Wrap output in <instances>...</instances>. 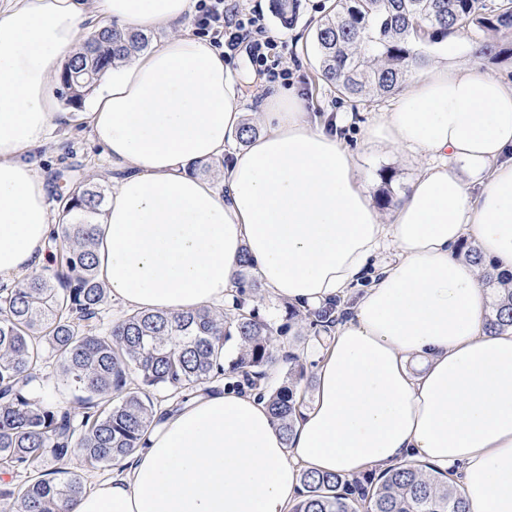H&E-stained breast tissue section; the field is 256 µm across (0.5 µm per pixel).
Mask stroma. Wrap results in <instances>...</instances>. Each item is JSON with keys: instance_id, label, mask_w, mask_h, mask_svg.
I'll list each match as a JSON object with an SVG mask.
<instances>
[{"instance_id": "obj_1", "label": "stroma", "mask_w": 512, "mask_h": 512, "mask_svg": "<svg viewBox=\"0 0 512 512\" xmlns=\"http://www.w3.org/2000/svg\"><path fill=\"white\" fill-rule=\"evenodd\" d=\"M243 12L263 16L275 39L285 41L286 50L282 54V65L290 72V82L299 88L308 101L312 112H347L352 116L346 126L344 136L346 144L354 154L355 161L367 179L371 190H378L381 177L392 172L391 188L394 194H401L411 180L415 167L407 163L400 155L369 149L365 145V134L360 125L361 115L365 112H381L389 108L391 98H374L365 102H353L338 98L334 89L319 77L316 52L314 48V30L317 22L328 9L329 0H296V11L289 25H281L273 13L271 0H237ZM487 33L472 30L465 42L454 44L452 60L458 64L478 63L479 66L512 83V34L502 32L491 38L503 47V54L496 57L475 59L473 48L476 42L490 38ZM228 64L242 91V111L248 112L249 121L254 127L262 122L256 115L260 99L271 88L265 77L256 75L245 53H238ZM39 170L51 188L52 196H59L65 190L78 187L81 183L105 177L108 163L99 146L93 144L83 129L58 132L44 148L37 153ZM254 301L262 316L279 327L280 333L274 341L277 365L268 378L264 379L265 389H273L288 378L289 354H296L308 375L302 384L306 398H313L315 392V363L307 353V341L298 340L299 325L288 322L283 300L278 299L267 288L260 287L254 292Z\"/></svg>"}]
</instances>
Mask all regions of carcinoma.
I'll list each match as a JSON object with an SVG mask.
<instances>
[{"label": "carcinoma", "mask_w": 512, "mask_h": 512, "mask_svg": "<svg viewBox=\"0 0 512 512\" xmlns=\"http://www.w3.org/2000/svg\"><path fill=\"white\" fill-rule=\"evenodd\" d=\"M512 32V0H334L314 33L322 80L354 102L391 96L428 62L416 43L438 42L460 29ZM144 32L106 28L86 38L64 72L112 68L148 48ZM67 103L81 104L94 84L62 82ZM109 184L90 182L61 196V252L50 274L0 288V472L24 477L0 483V512H70L87 490L85 470L122 466L145 447L156 422L157 395L184 403L198 387L240 374L254 388L274 365L277 330L241 299L235 311L203 308L172 315L129 311L106 329L107 290L96 275V242ZM490 291L488 332L512 327V274H481ZM336 306L303 313L314 337L336 324ZM235 357H229L227 344ZM56 362V380L75 393L79 412L32 397L37 371ZM304 367L267 395L273 419L289 437L303 402ZM52 470L44 469L47 461ZM455 478L432 466L401 464L360 476L305 471L291 512H468Z\"/></svg>", "instance_id": "carcinoma-1"}]
</instances>
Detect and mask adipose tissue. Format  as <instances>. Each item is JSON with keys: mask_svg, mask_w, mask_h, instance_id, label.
<instances>
[{"mask_svg": "<svg viewBox=\"0 0 512 512\" xmlns=\"http://www.w3.org/2000/svg\"><path fill=\"white\" fill-rule=\"evenodd\" d=\"M196 0H0V280L38 272L54 231L36 152L81 125L112 165L95 226L98 278L133 310L231 305L241 253L303 310L351 299L316 356V391L283 436L266 399L227 389L164 415L146 448L72 512H289L302 471L359 475L426 461L469 512H512V327L485 330L489 294L470 243L512 273V86L440 60L365 123L418 169L382 217L339 129L294 87L258 105L237 146L240 91L222 51L186 22ZM169 29L113 69L89 111L54 92L93 18ZM229 157L224 187L198 166ZM395 260L371 272L384 244Z\"/></svg>", "mask_w": 512, "mask_h": 512, "instance_id": "obj_1", "label": "adipose tissue"}]
</instances>
